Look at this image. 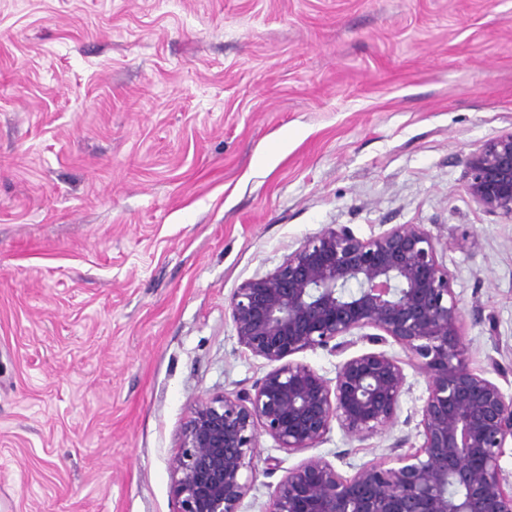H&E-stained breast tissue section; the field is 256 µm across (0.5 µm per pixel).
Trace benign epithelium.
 <instances>
[{
  "label": "benign epithelium",
  "instance_id": "1",
  "mask_svg": "<svg viewBox=\"0 0 512 512\" xmlns=\"http://www.w3.org/2000/svg\"><path fill=\"white\" fill-rule=\"evenodd\" d=\"M468 192L485 212L512 222V131L468 159ZM437 245L420 224L363 240L345 226L303 241L274 271L244 281L229 302L239 344L274 365L254 392L195 403L173 460L176 512H237L249 490L256 435L300 452L332 423L365 440L396 419L405 375L384 351L342 361L334 380L290 359L345 351L365 329L393 340L428 376L423 442L396 465L345 477L311 456L288 469L268 512H512L500 459L512 440V395L466 361L462 311Z\"/></svg>",
  "mask_w": 512,
  "mask_h": 512
}]
</instances>
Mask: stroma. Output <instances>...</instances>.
Masks as SVG:
<instances>
[{
	"label": "stroma",
	"instance_id": "1",
	"mask_svg": "<svg viewBox=\"0 0 512 512\" xmlns=\"http://www.w3.org/2000/svg\"><path fill=\"white\" fill-rule=\"evenodd\" d=\"M511 130L512 0H0V512H175L191 406L271 369L231 295L330 225H423L512 394V222L466 168ZM380 348L394 424L311 450L346 477L423 442L428 378ZM303 458L258 431L238 512Z\"/></svg>",
	"mask_w": 512,
	"mask_h": 512
}]
</instances>
